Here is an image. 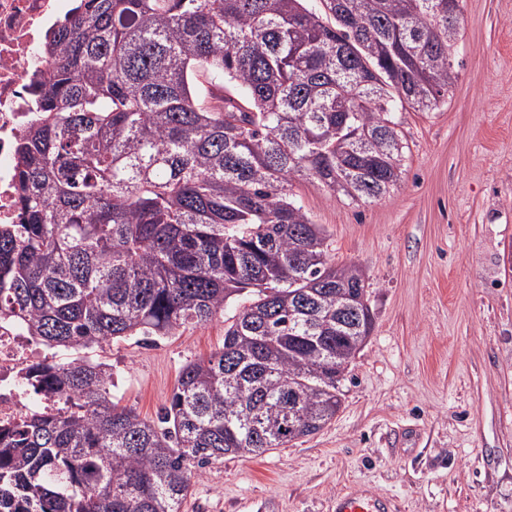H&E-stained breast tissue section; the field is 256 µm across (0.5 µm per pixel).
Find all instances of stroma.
Returning a JSON list of instances; mask_svg holds the SVG:
<instances>
[{
    "mask_svg": "<svg viewBox=\"0 0 512 512\" xmlns=\"http://www.w3.org/2000/svg\"><path fill=\"white\" fill-rule=\"evenodd\" d=\"M458 78L437 110L397 118L402 182L365 205L293 191L364 272L374 331L320 432L201 468L182 512H330L342 491L396 512H512V0H463ZM232 309L144 344L55 348L112 366V397L153 420L187 362L224 343Z\"/></svg>",
    "mask_w": 512,
    "mask_h": 512,
    "instance_id": "1",
    "label": "stroma"
}]
</instances>
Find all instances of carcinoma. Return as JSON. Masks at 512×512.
Here are the masks:
<instances>
[{
    "instance_id": "obj_1",
    "label": "carcinoma",
    "mask_w": 512,
    "mask_h": 512,
    "mask_svg": "<svg viewBox=\"0 0 512 512\" xmlns=\"http://www.w3.org/2000/svg\"><path fill=\"white\" fill-rule=\"evenodd\" d=\"M47 35L37 119L0 224V316L38 345L168 337L239 296L153 423L112 366L38 364L0 439V512H181L193 468L321 430L374 328L362 269L329 259L297 195L352 203L402 178L394 110L456 81L461 0H77Z\"/></svg>"
}]
</instances>
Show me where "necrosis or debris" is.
Wrapping results in <instances>:
<instances>
[{
	"label": "necrosis or debris",
	"mask_w": 512,
	"mask_h": 512,
	"mask_svg": "<svg viewBox=\"0 0 512 512\" xmlns=\"http://www.w3.org/2000/svg\"><path fill=\"white\" fill-rule=\"evenodd\" d=\"M70 0H0V224L18 221L16 143L37 116L29 90V61ZM37 353L20 326L0 317V432L25 417L32 405L60 407L57 397H35L27 374Z\"/></svg>",
	"instance_id": "obj_1"
}]
</instances>
